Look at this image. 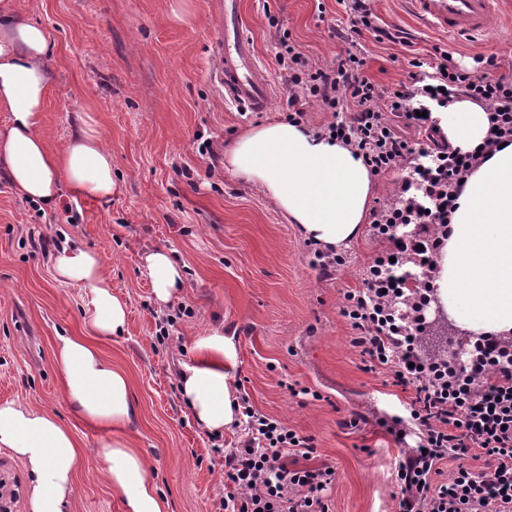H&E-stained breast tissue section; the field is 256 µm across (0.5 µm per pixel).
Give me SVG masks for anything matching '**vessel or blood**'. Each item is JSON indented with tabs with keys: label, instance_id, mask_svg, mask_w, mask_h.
I'll use <instances>...</instances> for the list:
<instances>
[{
	"label": "vessel or blood",
	"instance_id": "b4317fda",
	"mask_svg": "<svg viewBox=\"0 0 512 512\" xmlns=\"http://www.w3.org/2000/svg\"><path fill=\"white\" fill-rule=\"evenodd\" d=\"M412 16L426 27L448 32L468 43L498 29L504 11L501 0H405ZM224 24L216 38L219 64L216 79L224 96L250 112L266 111L273 83L256 54L240 0H223Z\"/></svg>",
	"mask_w": 512,
	"mask_h": 512
}]
</instances>
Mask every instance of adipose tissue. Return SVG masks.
Segmentation results:
<instances>
[{"instance_id":"adipose-tissue-1","label":"adipose tissue","mask_w":512,"mask_h":512,"mask_svg":"<svg viewBox=\"0 0 512 512\" xmlns=\"http://www.w3.org/2000/svg\"><path fill=\"white\" fill-rule=\"evenodd\" d=\"M45 29L22 16L14 0H0V167L15 192L54 207L62 190L109 200L115 189L112 154L91 116L81 118L60 151L48 150L40 134L50 84ZM437 118L453 146L482 145L488 114L459 101ZM224 168L273 200L306 239L336 249L357 238L368 214L373 185L350 147L288 120L248 128L224 148ZM433 284L441 310L457 327L475 334H512V145L481 164L468 178L437 256ZM53 277L75 283L90 298L85 321L100 335L126 326V305L112 293L101 255L62 245L50 257ZM143 265L156 302L171 303L185 288L182 267L164 249L147 252ZM196 364L180 373L179 390L198 425L219 434L235 424L224 360L229 342L212 333L195 343ZM54 360L68 405L85 421L107 428L130 422L134 407L125 374L86 340L59 337ZM0 448L24 466L31 512H70L74 475L81 462L71 432L56 415L18 401L0 403ZM101 471L125 512H168L150 459L129 439L104 438L95 450Z\"/></svg>"}]
</instances>
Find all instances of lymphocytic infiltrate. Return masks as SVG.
Instances as JSON below:
<instances>
[{"mask_svg": "<svg viewBox=\"0 0 512 512\" xmlns=\"http://www.w3.org/2000/svg\"><path fill=\"white\" fill-rule=\"evenodd\" d=\"M349 11L352 33L410 50L406 81L380 89L364 73L365 58L349 50L333 65H313L286 36L277 62L288 74L289 120L303 122L307 105H320L336 116L325 128L329 136L350 146L372 175L394 178L390 198L370 212L380 249L360 286L344 292L341 314L365 362L389 371L393 386L414 391L410 417L422 429L423 448L402 451L394 462L399 512H512V335L470 341L461 367L425 347L435 257L463 182L512 144V74L499 72L493 55L478 56L472 68L438 45L420 55L406 31L383 26L374 0H350ZM463 99L483 107L492 128L470 152L445 141L436 119ZM233 409L248 437L224 455L236 492L221 501L222 512H328V466L291 464L310 457L309 439L248 398ZM466 455L484 459V467L461 466L435 483L444 460Z\"/></svg>", "mask_w": 512, "mask_h": 512, "instance_id": "1", "label": "lymphocytic infiltrate"}]
</instances>
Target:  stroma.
Returning <instances> with one entry per match:
<instances>
[{"label": "stroma", "instance_id": "stroma-1", "mask_svg": "<svg viewBox=\"0 0 512 512\" xmlns=\"http://www.w3.org/2000/svg\"><path fill=\"white\" fill-rule=\"evenodd\" d=\"M218 3L15 0L52 44L42 118L48 148L60 150L91 115L112 154L117 190L108 202L65 191L48 209L17 196L0 171V402L51 410L72 431L83 464L71 512H123L94 454L112 431L71 411L55 366L59 336L87 339L128 378L134 415L123 434L152 459L169 512H214L235 488L215 441L181 401L178 374L193 363L195 341L220 330L230 342L236 395L310 439L313 452L299 466L333 467L329 512H397L392 465L420 436L411 394L393 386L388 371L367 369L340 313L344 292L360 285L379 245L361 232L341 248L345 262L332 279H322L312 266L315 244L258 188L225 171L224 146L251 125L287 118L288 87L275 58L282 32L319 65L361 46L366 75L388 89L407 79L408 57L402 46L367 35L351 43L330 37L329 27H351L345 0H241L274 84L269 109L247 112L225 100L214 78ZM375 6L416 48L440 45L466 66L474 52L493 53L512 67L508 31L472 50L415 23L399 0ZM272 16L278 27H270ZM32 229L104 258L112 291L128 307L123 335L89 329V298L79 285L53 279ZM158 248L174 254L186 280L165 306L142 268L143 255ZM166 318L173 324L162 345L156 330ZM398 421L407 429L401 441L390 432Z\"/></svg>", "mask_w": 512, "mask_h": 512}]
</instances>
